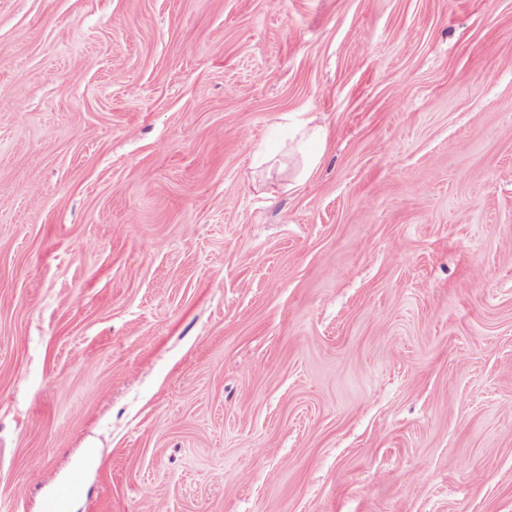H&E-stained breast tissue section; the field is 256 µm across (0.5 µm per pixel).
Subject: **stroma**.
<instances>
[{
    "mask_svg": "<svg viewBox=\"0 0 512 512\" xmlns=\"http://www.w3.org/2000/svg\"><path fill=\"white\" fill-rule=\"evenodd\" d=\"M14 96L0 512H512V0H0ZM310 120L298 121L297 129L302 132V141L299 145V151L304 154L305 163L301 173V179L305 180L312 175L320 164L323 152L322 151H311L307 149V145L311 141L323 140L322 128L318 126H309ZM83 466L73 467L68 478L56 485L52 493L43 501V512H62L61 505L71 499L80 489L83 482Z\"/></svg>",
    "mask_w": 512,
    "mask_h": 512,
    "instance_id": "1",
    "label": "stroma"
}]
</instances>
